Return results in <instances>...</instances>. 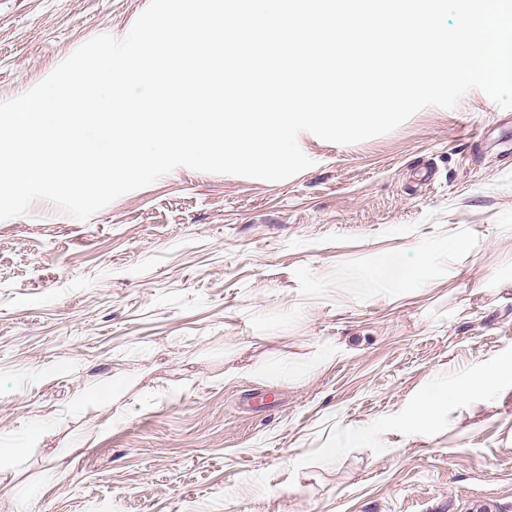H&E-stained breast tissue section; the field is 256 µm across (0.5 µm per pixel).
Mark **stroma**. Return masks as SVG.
I'll return each mask as SVG.
<instances>
[{
  "label": "stroma",
  "instance_id": "35a3bbf8",
  "mask_svg": "<svg viewBox=\"0 0 512 512\" xmlns=\"http://www.w3.org/2000/svg\"><path fill=\"white\" fill-rule=\"evenodd\" d=\"M148 3L0 0V101ZM507 139L473 90L300 133L283 181L179 167L84 221L0 220V512H512V384L420 406L512 353ZM384 430L385 422H377L368 427H352L348 431V440L355 445L373 444L381 438Z\"/></svg>",
  "mask_w": 512,
  "mask_h": 512
}]
</instances>
